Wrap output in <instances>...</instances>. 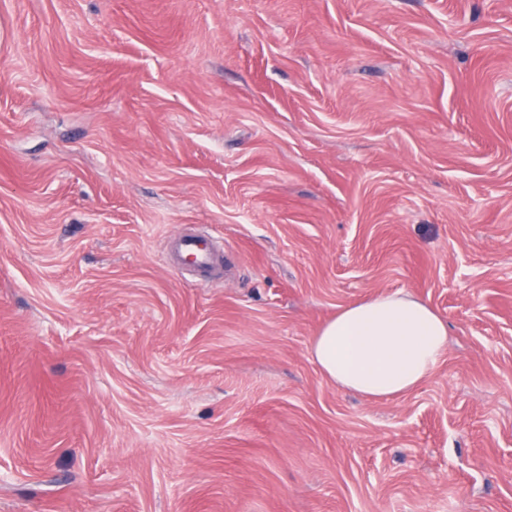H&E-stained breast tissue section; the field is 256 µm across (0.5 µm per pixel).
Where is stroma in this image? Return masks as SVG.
<instances>
[{
  "instance_id": "1",
  "label": "stroma",
  "mask_w": 512,
  "mask_h": 512,
  "mask_svg": "<svg viewBox=\"0 0 512 512\" xmlns=\"http://www.w3.org/2000/svg\"><path fill=\"white\" fill-rule=\"evenodd\" d=\"M398 291L447 354L337 388ZM0 512H512V0H0ZM174 247L173 261L198 279H212L223 272L224 254L209 234L194 230L175 239ZM448 324L407 292L341 307L311 340L322 375L340 389L386 400L416 389L448 351Z\"/></svg>"
}]
</instances>
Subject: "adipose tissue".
<instances>
[{
  "mask_svg": "<svg viewBox=\"0 0 512 512\" xmlns=\"http://www.w3.org/2000/svg\"><path fill=\"white\" fill-rule=\"evenodd\" d=\"M448 325L407 292L341 307L311 340V356L336 387L371 400L416 389L448 350Z\"/></svg>",
  "mask_w": 512,
  "mask_h": 512,
  "instance_id": "1",
  "label": "adipose tissue"
}]
</instances>
